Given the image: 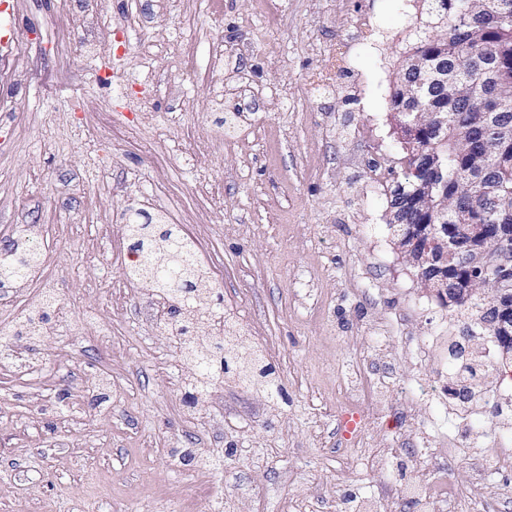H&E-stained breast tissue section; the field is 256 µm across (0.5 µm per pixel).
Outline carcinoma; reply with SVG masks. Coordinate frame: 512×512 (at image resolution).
Returning a JSON list of instances; mask_svg holds the SVG:
<instances>
[{"label":"carcinoma","instance_id":"obj_1","mask_svg":"<svg viewBox=\"0 0 512 512\" xmlns=\"http://www.w3.org/2000/svg\"><path fill=\"white\" fill-rule=\"evenodd\" d=\"M414 40L403 53L390 95V107L397 112L405 155L400 159L401 178L390 189V201L398 200L406 224H433L434 236L445 238L452 224H511L507 213L493 220L479 209L482 196L512 193V140L505 141L493 132L494 124L476 107L473 99L483 89L480 71L465 60L492 59L500 66L496 91L512 101V17L496 12V0H421ZM448 62V93L433 100H417L409 89L410 78H426L436 63ZM430 110L428 125L414 124L409 112L418 104ZM443 125L440 135L433 126ZM476 127L492 130L489 154L496 162L489 165L491 176L483 174L484 164L466 150L468 134ZM474 194L475 206L467 212L448 213L442 223L437 210L457 192ZM128 237L137 258L125 269V276L157 293L167 301L184 307L188 322L200 321L211 312L214 287L206 268L196 258V245L178 224L165 222L161 215L144 211L129 219ZM41 265V252L28 238L9 254H0V284L28 281ZM224 355L214 353L205 342L188 343L184 358L196 374V390L203 392L224 381L228 374L269 395L277 391L272 372L259 378L237 362L234 339L222 336ZM459 381L451 390L460 406L471 399L467 382L487 366L468 359L455 364Z\"/></svg>","mask_w":512,"mask_h":512}]
</instances>
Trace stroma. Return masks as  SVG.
Masks as SVG:
<instances>
[{
    "instance_id": "obj_1",
    "label": "stroma",
    "mask_w": 512,
    "mask_h": 512,
    "mask_svg": "<svg viewBox=\"0 0 512 512\" xmlns=\"http://www.w3.org/2000/svg\"><path fill=\"white\" fill-rule=\"evenodd\" d=\"M66 2L17 0L0 28V241L25 225L42 247L28 286L0 291V512H414L410 486L512 512V472L479 470L512 381L486 372L501 409L455 424L458 317L394 250L369 172L403 154L389 100L418 0ZM131 209L174 214L278 393L195 394L154 293L124 274ZM47 291L54 331L26 334ZM351 367L388 372L383 402L348 404Z\"/></svg>"
}]
</instances>
